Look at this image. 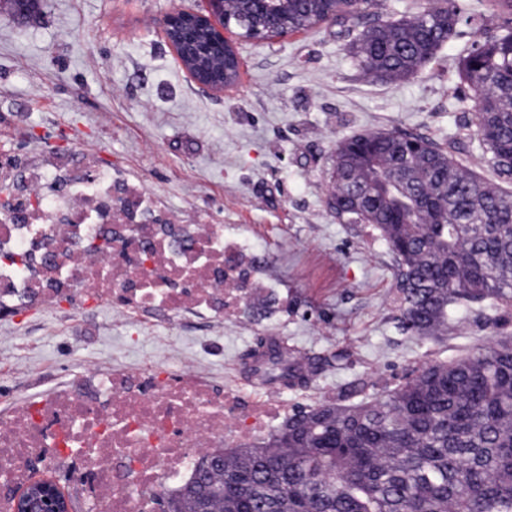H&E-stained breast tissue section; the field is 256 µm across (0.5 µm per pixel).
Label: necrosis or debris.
I'll list each match as a JSON object with an SVG mask.
<instances>
[{
	"label": "necrosis or debris",
	"mask_w": 512,
	"mask_h": 512,
	"mask_svg": "<svg viewBox=\"0 0 512 512\" xmlns=\"http://www.w3.org/2000/svg\"><path fill=\"white\" fill-rule=\"evenodd\" d=\"M22 207L0 214V312L39 300L116 306L129 319L164 311L224 320L259 287L251 242L221 224L157 214L158 200L95 168L59 160L33 169ZM238 412L236 390L148 362L37 399L0 404V488L26 476L25 459L74 464L90 504L159 512L163 494L227 442L261 437L282 411L257 385Z\"/></svg>",
	"instance_id": "obj_1"
}]
</instances>
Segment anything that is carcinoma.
<instances>
[{"label": "carcinoma", "mask_w": 512, "mask_h": 512, "mask_svg": "<svg viewBox=\"0 0 512 512\" xmlns=\"http://www.w3.org/2000/svg\"><path fill=\"white\" fill-rule=\"evenodd\" d=\"M373 0H288L290 32L334 23L364 75L408 80L471 17L450 3L398 20ZM245 38L259 22L231 11ZM487 165L512 181V29L479 39L457 66ZM336 218L367 224L397 264L402 329L439 339L465 303L512 307V194L446 148L396 130L336 142ZM281 354L262 370L288 378ZM183 512H512V336L415 371L385 394L298 406L269 439L200 459L162 498Z\"/></svg>", "instance_id": "obj_1"}]
</instances>
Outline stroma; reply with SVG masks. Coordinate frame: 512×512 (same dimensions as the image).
I'll use <instances>...</instances> for the list:
<instances>
[{"label":"stroma","mask_w":512,"mask_h":512,"mask_svg":"<svg viewBox=\"0 0 512 512\" xmlns=\"http://www.w3.org/2000/svg\"><path fill=\"white\" fill-rule=\"evenodd\" d=\"M461 26L435 59L400 83L364 77L336 27L267 41L234 37V87L196 83L165 39V16L202 0H44L34 21L0 0V158L14 192L23 170L57 155L91 156L158 197L185 223L238 228L270 286L244 295L222 322L159 314L131 324L109 304L73 310L33 303L0 314V399L29 400L85 369L154 361L201 373L253 401L243 359L258 340L284 343L314 371L290 382L284 411L333 401L359 382L394 387L434 360L512 336V310L462 307L442 340L397 327L396 264L372 229L329 212L328 171L337 140L396 129L455 141L465 165L490 177L457 98L456 62L502 19L487 0H457Z\"/></svg>","instance_id":"35a3bbf8"}]
</instances>
